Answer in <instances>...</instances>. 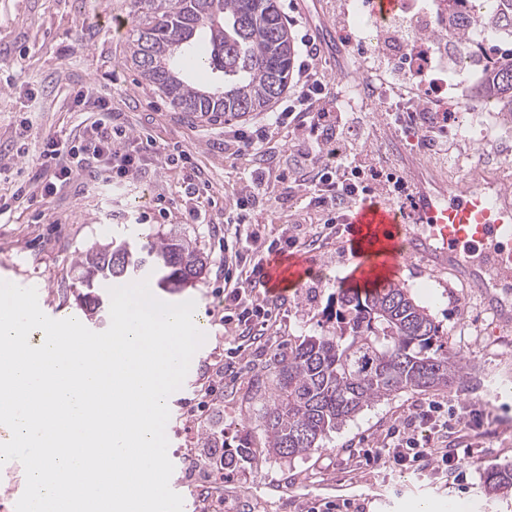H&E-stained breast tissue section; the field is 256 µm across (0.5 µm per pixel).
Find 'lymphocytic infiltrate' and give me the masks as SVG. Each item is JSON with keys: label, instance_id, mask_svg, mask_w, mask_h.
Returning a JSON list of instances; mask_svg holds the SVG:
<instances>
[{"label": "lymphocytic infiltrate", "instance_id": "f902f5d3", "mask_svg": "<svg viewBox=\"0 0 512 512\" xmlns=\"http://www.w3.org/2000/svg\"><path fill=\"white\" fill-rule=\"evenodd\" d=\"M302 45L306 60L298 70L297 89L283 109L253 129L224 130V142L232 146L234 155L246 154L256 161L249 181L233 201L239 224L249 223L251 202L268 194L272 186L273 161L265 146L274 133L283 130L289 131L293 140L289 154L294 163L310 174L304 184L306 198L310 205L327 213L330 223L341 221L350 203L368 194L371 187L390 185L400 190L405 187L402 179L378 169L366 155L349 147L350 135L360 123L355 110L340 106L333 112L314 111V103L325 91L314 67L320 49L315 41L307 38ZM451 119L448 112H411L404 122L424 147L443 154L448 150L444 130ZM137 145V138L125 129L100 119L93 121L84 139L69 150H61L56 140L47 139L36 159L50 179L42 189L43 196L53 194L55 182H68L80 176L94 183L125 181L141 165ZM273 249V244L258 235L237 240L230 249L235 265L224 272V320L243 333L266 329L272 318L270 310L255 304L253 292L265 275L262 256ZM394 438L392 452L376 449V459L386 460L396 468L409 462L423 468L436 454L433 446L420 444L414 423L396 431Z\"/></svg>", "mask_w": 512, "mask_h": 512}]
</instances>
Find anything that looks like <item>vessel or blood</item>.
Returning <instances> with one entry per match:
<instances>
[{
    "mask_svg": "<svg viewBox=\"0 0 512 512\" xmlns=\"http://www.w3.org/2000/svg\"><path fill=\"white\" fill-rule=\"evenodd\" d=\"M409 172L404 207L368 198L347 217V244L364 259V273L397 269L411 254L428 257L454 270L499 317L512 318V189L480 174L464 185L437 184L416 161ZM310 270L306 258L281 259L266 269L263 286L287 294Z\"/></svg>",
    "mask_w": 512,
    "mask_h": 512,
    "instance_id": "obj_1",
    "label": "vessel or blood"
}]
</instances>
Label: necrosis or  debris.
Here are the masks:
<instances>
[{"instance_id":"necrosis-or-debris-1","label":"necrosis or debris","mask_w":512,"mask_h":512,"mask_svg":"<svg viewBox=\"0 0 512 512\" xmlns=\"http://www.w3.org/2000/svg\"><path fill=\"white\" fill-rule=\"evenodd\" d=\"M362 5L352 8V23L358 32L361 66L368 82L381 93L376 106L391 111L452 112L471 103L467 119L450 124L448 139L456 149L454 164L464 168L473 150L496 156L500 146L499 129L503 124L489 105H473V87L461 82V75L478 78L500 68L505 58L501 45L512 40V30L502 27L498 12L485 0H400L401 16L417 19L413 42L419 55L412 65L411 76L390 81L377 69L375 61L385 57L395 62L404 55L403 32L393 21L364 17ZM473 31L466 46H458L456 29Z\"/></svg>"}]
</instances>
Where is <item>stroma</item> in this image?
Masks as SVG:
<instances>
[{
	"instance_id": "1",
	"label": "stroma",
	"mask_w": 512,
	"mask_h": 512,
	"mask_svg": "<svg viewBox=\"0 0 512 512\" xmlns=\"http://www.w3.org/2000/svg\"><path fill=\"white\" fill-rule=\"evenodd\" d=\"M353 0H279L294 36L321 47L317 70L328 100L359 77L352 35L342 23ZM130 0H0V280L36 288L41 310L54 319L77 312L80 290L74 258L111 241L132 245L178 234L194 242L208 263L194 286L171 295L194 300L207 333L180 389L168 398L171 489L183 512H257L276 501L279 512H512V493L486 497L483 475L512 467V322L505 323L474 297L461 278L435 262L408 256L395 279L409 288L438 325L448 352L473 366L474 387L425 393L397 392L365 407L330 434L322 449L292 460L268 455L258 437V409L274 353L329 327L330 299L354 285L355 260L325 217L301 192L256 206L253 226L262 237H280L284 225L316 234L297 252L315 267L278 301L267 338L240 345L224 327V253L213 226L232 221V199L253 168L250 157L226 159L225 121L174 110L138 84L125 56ZM110 95L104 119L151 141L139 170L123 186L86 183L58 186L48 202L31 201L43 178L32 162L46 137L74 141L95 120L92 102ZM357 143L364 154L396 176L398 156L460 180L452 160L420 147L412 132L387 112H361ZM184 150L189 162L158 164L155 154ZM211 387L210 397L200 390ZM463 415L479 413L481 427L449 428L442 437L448 462L424 469L391 468L365 461L429 403ZM249 448L234 467L218 471L214 456Z\"/></svg>"
}]
</instances>
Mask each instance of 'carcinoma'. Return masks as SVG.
<instances>
[{"mask_svg": "<svg viewBox=\"0 0 512 512\" xmlns=\"http://www.w3.org/2000/svg\"><path fill=\"white\" fill-rule=\"evenodd\" d=\"M127 62L141 83L179 112L241 118L271 108L288 90L294 37L278 0H132ZM210 70L203 85L188 73ZM485 94L512 118V69L488 74ZM208 256L183 237H156L140 249L111 243L77 256V295L95 313L99 283L151 269L157 285L178 292L194 282ZM332 329L276 353L259 415L269 454L294 459L319 448L327 435L365 406L400 391L425 392L472 382L467 364L448 355L439 326L398 282L361 294L340 289ZM485 494L512 491V468L491 467Z\"/></svg>", "mask_w": 512, "mask_h": 512, "instance_id": "obj_1", "label": "carcinoma"}]
</instances>
